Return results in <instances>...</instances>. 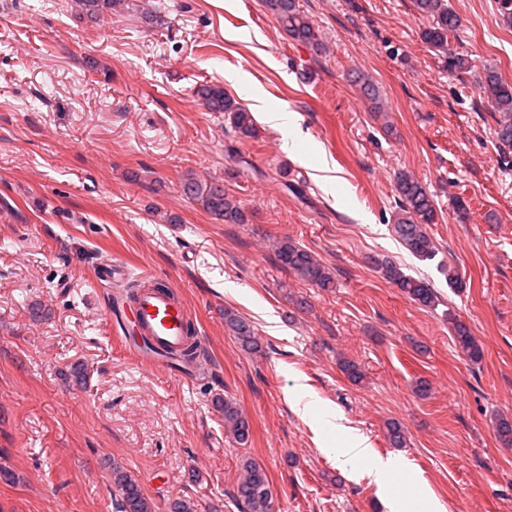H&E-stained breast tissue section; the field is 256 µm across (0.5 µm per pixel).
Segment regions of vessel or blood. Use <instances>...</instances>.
<instances>
[{"instance_id": "vessel-or-blood-1", "label": "vessel or blood", "mask_w": 512, "mask_h": 512, "mask_svg": "<svg viewBox=\"0 0 512 512\" xmlns=\"http://www.w3.org/2000/svg\"><path fill=\"white\" fill-rule=\"evenodd\" d=\"M112 315L123 322L131 321L133 332L151 342V349L137 351L142 366H164L181 371L182 366L175 356L189 334L188 312L167 279L144 274L128 298L117 299Z\"/></svg>"}]
</instances>
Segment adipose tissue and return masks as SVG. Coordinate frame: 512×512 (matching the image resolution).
<instances>
[{
	"label": "adipose tissue",
	"instance_id": "adipose-tissue-1",
	"mask_svg": "<svg viewBox=\"0 0 512 512\" xmlns=\"http://www.w3.org/2000/svg\"><path fill=\"white\" fill-rule=\"evenodd\" d=\"M327 424L338 433L348 435L347 445L340 448V455L349 457L361 464L360 477L375 483L383 493L390 512H446L445 506L433 495L425 494L418 498L414 507H407L403 498L395 495L397 482L407 475L398 459L381 457L370 448L366 438L353 432L343 415L330 412L326 415Z\"/></svg>",
	"mask_w": 512,
	"mask_h": 512
}]
</instances>
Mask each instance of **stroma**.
I'll use <instances>...</instances> for the list:
<instances>
[{"label": "stroma", "mask_w": 512, "mask_h": 512, "mask_svg": "<svg viewBox=\"0 0 512 512\" xmlns=\"http://www.w3.org/2000/svg\"><path fill=\"white\" fill-rule=\"evenodd\" d=\"M502 3L449 0L462 21L450 45L473 62L458 73L422 40L414 0H298L320 49L286 36L262 0H125L95 20L75 0H0V471L13 475L0 478V512H113L112 457L157 512L178 497L238 512L247 457L270 476L274 512H376L384 498L357 479L359 463L296 411L301 385L381 456L403 459L402 497L424 487L447 512H512V447L495 432L512 419V149L478 85L486 66L512 83ZM235 71L245 84L226 83ZM358 72L387 120L369 112ZM212 82L243 107L257 91L269 110L296 113L297 152L276 128L260 122L244 138L207 111L194 90ZM401 172L436 201L434 260L392 231ZM189 173L223 182L247 223H218L188 200ZM285 237L329 268L333 289L279 266L273 244ZM377 258L428 281L437 305L406 298ZM116 261L131 278L168 279L186 302L202 339L186 375L126 350L113 288L97 278ZM34 302L49 311L38 323ZM228 308L252 322L262 354L225 331ZM457 320L481 362L459 354ZM342 357L365 367L361 384ZM76 361L83 389L61 376ZM218 394L248 417L247 445L225 434ZM389 419L407 447L389 445Z\"/></svg>", "instance_id": "stroma-1"}]
</instances>
